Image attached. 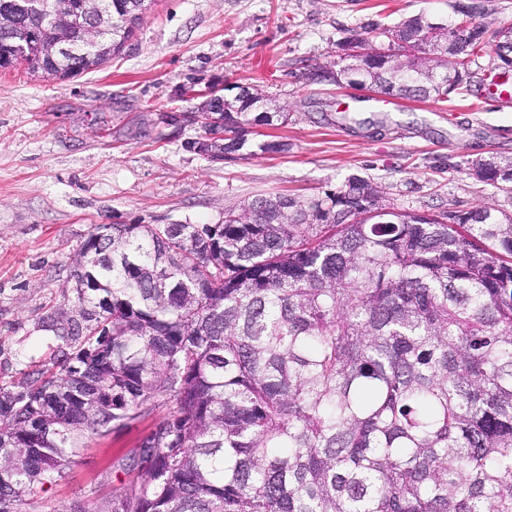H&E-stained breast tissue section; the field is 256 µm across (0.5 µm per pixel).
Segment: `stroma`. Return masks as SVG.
<instances>
[{
    "mask_svg": "<svg viewBox=\"0 0 512 512\" xmlns=\"http://www.w3.org/2000/svg\"><path fill=\"white\" fill-rule=\"evenodd\" d=\"M455 0H153L135 37L102 67L72 78L0 69V385L50 353L39 328L71 285L74 259L96 224H219L248 201L308 199L352 175L402 211L439 214L489 203L512 213V186L476 180L489 156L512 161V109L490 101L500 75L484 48L471 89L445 101L384 102L382 95L309 85L304 67L331 63L350 31L403 18L453 16ZM243 84L288 112L268 129L286 151L224 160L185 151L201 135L185 90ZM151 415L88 446L34 512L101 502L131 480Z\"/></svg>",
    "mask_w": 512,
    "mask_h": 512,
    "instance_id": "obj_1",
    "label": "stroma"
}]
</instances>
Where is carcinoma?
<instances>
[{
  "label": "carcinoma",
  "mask_w": 512,
  "mask_h": 512,
  "mask_svg": "<svg viewBox=\"0 0 512 512\" xmlns=\"http://www.w3.org/2000/svg\"><path fill=\"white\" fill-rule=\"evenodd\" d=\"M147 0H109L112 38L0 0V68L59 78L99 68L134 36ZM378 35L395 53L316 64L310 85L348 82L409 100L466 89L468 64L512 28L456 0ZM24 45L20 51L18 45ZM460 71L448 84V70ZM248 89L224 104L208 155L278 153L251 142L282 108ZM494 186L512 161L472 163ZM350 177L309 199L259 198L220 224H95L74 285L40 317L57 346L17 389L0 387V512H28L86 434L168 413L125 466L144 479L100 512H512V217L385 210Z\"/></svg>",
  "instance_id": "cac0c4a2"
}]
</instances>
